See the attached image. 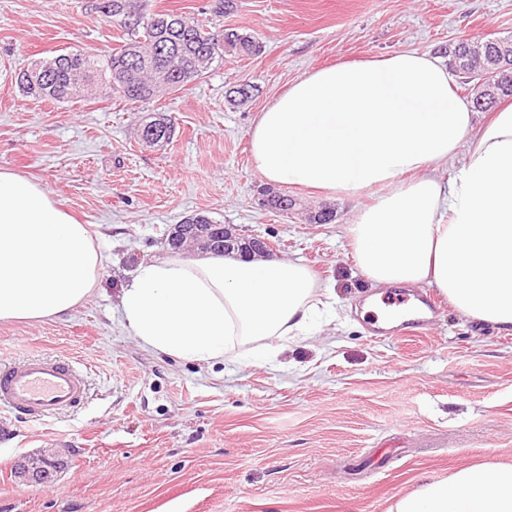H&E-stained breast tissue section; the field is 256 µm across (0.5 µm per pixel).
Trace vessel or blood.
<instances>
[{
    "label": "vessel or blood",
    "mask_w": 512,
    "mask_h": 512,
    "mask_svg": "<svg viewBox=\"0 0 512 512\" xmlns=\"http://www.w3.org/2000/svg\"><path fill=\"white\" fill-rule=\"evenodd\" d=\"M87 372L69 359L28 357L0 366V408L30 421H46L81 407Z\"/></svg>",
    "instance_id": "obj_1"
}]
</instances>
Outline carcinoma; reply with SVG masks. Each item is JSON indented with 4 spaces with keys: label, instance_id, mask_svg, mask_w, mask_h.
<instances>
[{
    "label": "carcinoma",
    "instance_id": "carcinoma-1",
    "mask_svg": "<svg viewBox=\"0 0 512 512\" xmlns=\"http://www.w3.org/2000/svg\"><path fill=\"white\" fill-rule=\"evenodd\" d=\"M96 9L106 17L120 19L124 31L119 51L101 62L80 51H70L32 65L38 71L36 80L23 71L17 76L22 95L68 102L83 94L107 75L112 79V92L133 103H149L157 99L154 82L162 80L169 92L175 93L200 78L213 64L224 60V54L253 56L262 51L261 43L252 35L233 28L211 30L194 18L172 10L145 15L137 8V0H101ZM481 48L476 53L472 46ZM450 64L463 74L465 83L481 79L483 61L487 57L512 58L511 39L461 41L448 49ZM175 124L166 114L144 121L138 127L143 142L157 145L169 143ZM270 209L284 214L296 207V201L279 193L266 197ZM179 237L168 236V248L179 251L187 240L202 233L206 252H224V225L197 213L183 223Z\"/></svg>",
    "mask_w": 512,
    "mask_h": 512
}]
</instances>
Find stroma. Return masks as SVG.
Segmentation results:
<instances>
[{
    "label": "stroma",
    "instance_id": "stroma-1",
    "mask_svg": "<svg viewBox=\"0 0 512 512\" xmlns=\"http://www.w3.org/2000/svg\"><path fill=\"white\" fill-rule=\"evenodd\" d=\"M97 0H0V167L40 181L80 223L99 232L105 271L70 315L0 324V364L27 355L87 368L81 409L32 422L0 409V512H388L396 496L475 463H512V335L442 302L418 334L378 328L374 296L438 298L436 288H371L347 226L379 188L354 199L299 186L295 210L263 204L249 152L257 112L313 69L452 42L512 37V0H139L253 35L256 56L222 64L150 104L101 83L67 103L23 96L18 73L61 51L104 56L118 21ZM250 84L248 102L229 90ZM162 110L172 143L136 137ZM333 208L336 221L313 224ZM204 213L332 284L348 318L289 344L274 362L211 366L140 349L114 308L130 272L167 251L175 224ZM56 444L67 466L51 484H23L14 460Z\"/></svg>",
    "mask_w": 512,
    "mask_h": 512
}]
</instances>
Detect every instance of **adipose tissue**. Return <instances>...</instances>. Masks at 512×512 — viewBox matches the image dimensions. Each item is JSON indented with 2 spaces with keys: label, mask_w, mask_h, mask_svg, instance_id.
I'll use <instances>...</instances> for the list:
<instances>
[{
  "label": "adipose tissue",
  "mask_w": 512,
  "mask_h": 512,
  "mask_svg": "<svg viewBox=\"0 0 512 512\" xmlns=\"http://www.w3.org/2000/svg\"><path fill=\"white\" fill-rule=\"evenodd\" d=\"M438 58L415 51L339 62L292 81L252 122L255 169L332 198L371 187L348 232L373 287H435L462 315L512 335V102L475 124ZM466 153H459V146ZM462 157L453 177L442 174ZM103 256L40 182L0 168V322L71 314L99 286ZM333 292L285 259L169 253L120 296L148 351L215 364L268 339L300 341L334 321ZM389 512H512V464H472L396 499Z\"/></svg>",
  "instance_id": "obj_1"
}]
</instances>
